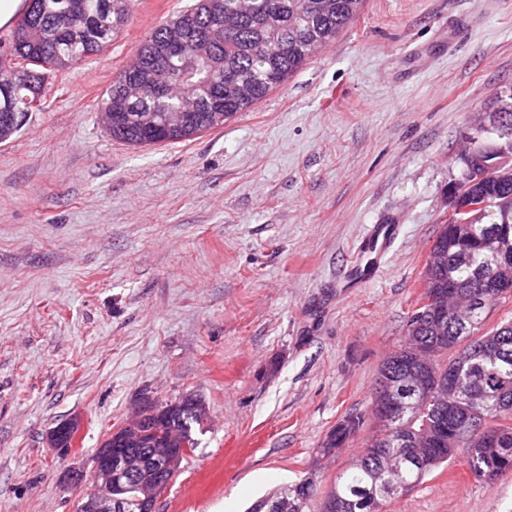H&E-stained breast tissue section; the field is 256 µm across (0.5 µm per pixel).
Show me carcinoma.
<instances>
[{
    "instance_id": "carcinoma-1",
    "label": "carcinoma",
    "mask_w": 512,
    "mask_h": 512,
    "mask_svg": "<svg viewBox=\"0 0 512 512\" xmlns=\"http://www.w3.org/2000/svg\"><path fill=\"white\" fill-rule=\"evenodd\" d=\"M364 0H196L156 26L136 49V59L168 74L164 90L126 85L121 71L105 91L101 107L113 113L112 139L131 146L190 140L224 126L281 86L327 46L359 15ZM134 0H28L12 40L13 66L33 72L32 82L0 90V142L9 140L42 110L50 91L49 76L107 49L132 15ZM191 29L199 42L190 56L166 53L173 35ZM194 105L197 123L176 129L166 121ZM481 157L493 173L467 188L482 203L483 221L445 224L435 247L448 263L435 271L429 288L437 296H460L464 317L439 318L426 305L410 317L402 343L382 361L377 378L392 383L394 402L373 406L376 434L350 469L336 479L322 512H381L388 500L419 485L439 465L462 457L472 474L489 482L512 470V319L485 329L491 309L512 300L486 287L491 275L512 281V104H503L498 124L460 158ZM455 374L458 388H414L412 371L422 366ZM161 412L166 438L194 437L201 422L167 402ZM366 423L363 413H349L336 423L320 446L334 455L349 446ZM143 426L127 424L128 450L171 462L164 480L174 477L183 460L166 453L161 441L140 438ZM316 480L307 476L259 501L252 512H310ZM138 491L112 482V496L130 501L140 512Z\"/></svg>"
}]
</instances>
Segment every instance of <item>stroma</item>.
I'll return each mask as SVG.
<instances>
[{"mask_svg":"<svg viewBox=\"0 0 512 512\" xmlns=\"http://www.w3.org/2000/svg\"><path fill=\"white\" fill-rule=\"evenodd\" d=\"M192 0H136L108 50L56 73L43 111L0 144V512H75L89 469L138 407L200 396L198 446L156 512H247L317 476L312 512L374 432L459 156L512 93V0H365L280 87L189 141L114 140L100 101L140 42ZM400 230L377 276L362 245ZM79 417L70 448L48 432ZM385 512H512L464 459ZM366 423L363 413H349L336 423V426L326 435L320 446L323 455H335L344 448H348L362 431Z\"/></svg>","mask_w":512,"mask_h":512,"instance_id":"1","label":"stroma"}]
</instances>
